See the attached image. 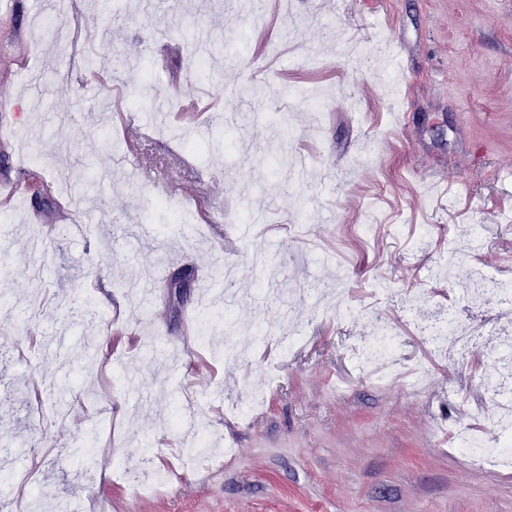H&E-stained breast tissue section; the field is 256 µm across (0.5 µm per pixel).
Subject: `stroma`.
<instances>
[{
  "label": "stroma",
  "mask_w": 512,
  "mask_h": 512,
  "mask_svg": "<svg viewBox=\"0 0 512 512\" xmlns=\"http://www.w3.org/2000/svg\"><path fill=\"white\" fill-rule=\"evenodd\" d=\"M277 0L269 25L250 27L255 0H81L102 59L129 65L116 99L147 94L157 112L97 108L101 75L69 63V11L49 10L25 66L0 40V177L32 169L50 185L44 236L26 219L28 191L0 205V461L46 459L33 495L62 499L68 512H512V470L494 472L447 443L458 397L480 400L494 358L459 370L432 364L429 386L363 376L352 348L377 330L373 314L332 316L337 290L370 302L396 325L402 368L424 355L406 313L424 317L451 301L454 315L486 324V345L512 335V313L449 300L426 279L452 224L477 225L484 242L471 265L512 278V0ZM179 43L166 70L141 71L156 43ZM330 94L329 113L281 94L283 85ZM196 98L194 116L181 103ZM410 113L401 126L402 113ZM167 123L189 159L182 166L135 139ZM296 137L286 149L283 126ZM116 131L119 148L106 144ZM437 174L443 190L424 189ZM227 223L178 224L176 211ZM153 228L143 236L141 225ZM252 278L229 288L231 305H186L166 280L182 267L198 286L220 279L225 257ZM151 286L140 314L118 280ZM233 315L239 353L197 345L193 317L223 324ZM263 322L279 335L304 332L288 355L253 335ZM65 380L59 403L43 394L42 420L27 407L36 379ZM274 379L263 407L245 417L228 405L250 385ZM233 448L222 464L176 460L200 427ZM96 437L95 458L74 448ZM176 464L162 492L122 477L117 461Z\"/></svg>",
  "instance_id": "1"
}]
</instances>
